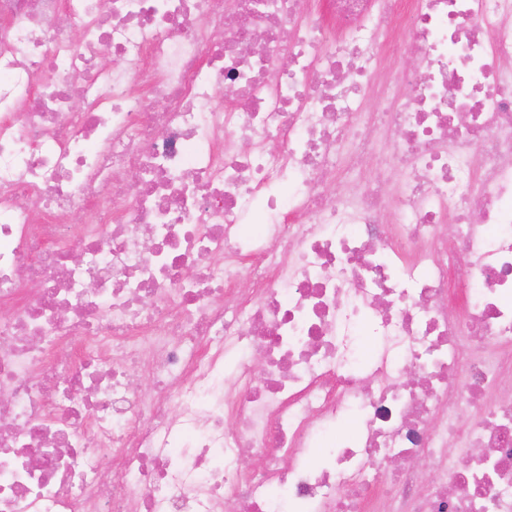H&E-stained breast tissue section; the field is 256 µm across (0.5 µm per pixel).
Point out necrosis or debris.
<instances>
[{
  "label": "necrosis or debris",
  "mask_w": 512,
  "mask_h": 512,
  "mask_svg": "<svg viewBox=\"0 0 512 512\" xmlns=\"http://www.w3.org/2000/svg\"><path fill=\"white\" fill-rule=\"evenodd\" d=\"M0 512H512V0H0Z\"/></svg>",
  "instance_id": "4bbe7bcc"
}]
</instances>
